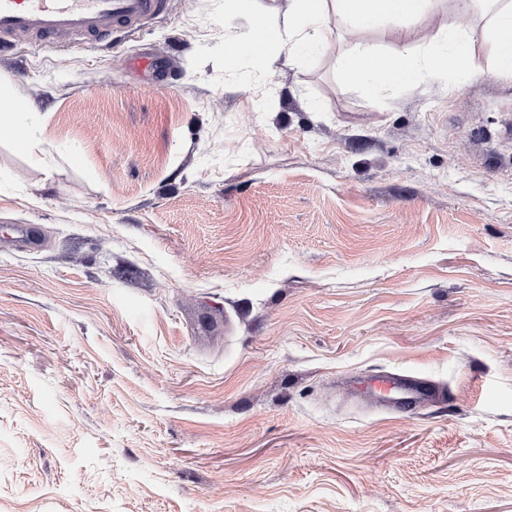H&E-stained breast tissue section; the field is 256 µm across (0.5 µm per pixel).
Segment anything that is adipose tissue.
Listing matches in <instances>:
<instances>
[{"label": "adipose tissue", "instance_id": "obj_1", "mask_svg": "<svg viewBox=\"0 0 512 512\" xmlns=\"http://www.w3.org/2000/svg\"><path fill=\"white\" fill-rule=\"evenodd\" d=\"M434 0H287L282 19L253 13L243 30L225 41L226 50H239L249 56L257 73L271 74L282 56H295L313 49L328 48L336 39L332 19H340L360 38L351 51L338 55L336 68L356 84H384L418 73L424 80L437 78L463 65L473 76L512 77V0H461L463 14H480V30L457 29L448 33L446 51L425 57L421 68H414L412 21L427 16ZM396 22L391 35L394 52L383 54L366 38L384 22ZM492 45L494 54L486 58L475 50L476 41ZM37 104L10 103L0 106V139L20 141L29 158L46 164L43 142L30 133L28 120Z\"/></svg>", "mask_w": 512, "mask_h": 512}]
</instances>
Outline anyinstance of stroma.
<instances>
[{
	"instance_id": "1",
	"label": "stroma",
	"mask_w": 512,
	"mask_h": 512,
	"mask_svg": "<svg viewBox=\"0 0 512 512\" xmlns=\"http://www.w3.org/2000/svg\"><path fill=\"white\" fill-rule=\"evenodd\" d=\"M242 25L0 58L50 162L0 139V512H512V77H260ZM392 371L446 401L345 393Z\"/></svg>"
}]
</instances>
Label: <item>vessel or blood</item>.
<instances>
[{
  "label": "vessel or blood",
  "mask_w": 512,
  "mask_h": 512,
  "mask_svg": "<svg viewBox=\"0 0 512 512\" xmlns=\"http://www.w3.org/2000/svg\"><path fill=\"white\" fill-rule=\"evenodd\" d=\"M168 11V0H0V55L19 38L38 46L111 42L113 34L142 31ZM361 395L390 411H413L436 402L427 379L385 373L364 383Z\"/></svg>",
  "instance_id": "obj_1"
}]
</instances>
